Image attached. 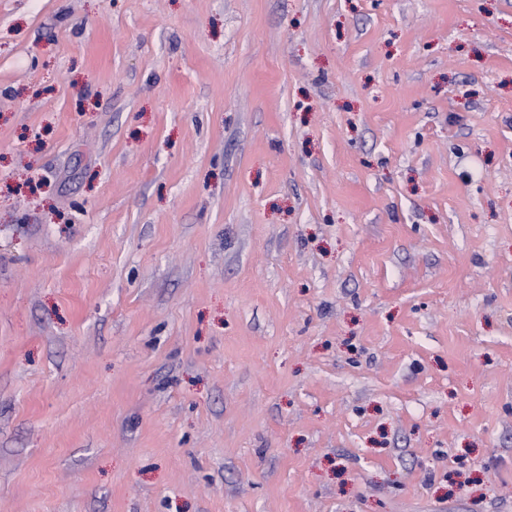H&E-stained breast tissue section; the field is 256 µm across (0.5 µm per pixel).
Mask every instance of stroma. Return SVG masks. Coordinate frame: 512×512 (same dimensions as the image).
<instances>
[{
    "label": "stroma",
    "mask_w": 512,
    "mask_h": 512,
    "mask_svg": "<svg viewBox=\"0 0 512 512\" xmlns=\"http://www.w3.org/2000/svg\"><path fill=\"white\" fill-rule=\"evenodd\" d=\"M0 512H512V0H0Z\"/></svg>",
    "instance_id": "1"
}]
</instances>
